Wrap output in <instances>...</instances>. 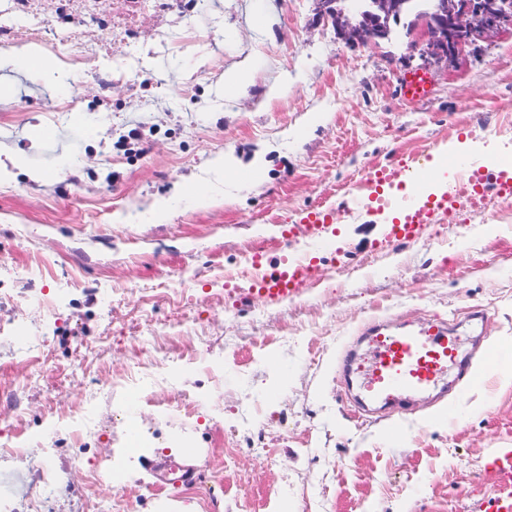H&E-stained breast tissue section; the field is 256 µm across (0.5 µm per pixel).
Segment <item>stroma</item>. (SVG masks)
Listing matches in <instances>:
<instances>
[{
  "instance_id": "stroma-1",
  "label": "stroma",
  "mask_w": 512,
  "mask_h": 512,
  "mask_svg": "<svg viewBox=\"0 0 512 512\" xmlns=\"http://www.w3.org/2000/svg\"><path fill=\"white\" fill-rule=\"evenodd\" d=\"M19 8L0 10V57L28 46L51 67L0 65V159L22 160L0 175V512H487L489 462L512 447V199L436 214L411 242L340 220L326 250L301 217L405 155L512 156V33L449 61L410 50L402 23L348 47L316 0ZM414 72L418 101L401 91ZM133 128L142 150L119 144ZM231 159L256 179L227 176ZM254 255L311 260L313 279L285 301L215 286ZM378 318L447 321L475 370L496 365L451 421L430 396L397 422L363 411L336 356ZM146 359L150 403L115 397ZM173 447L196 451L176 488L153 470Z\"/></svg>"
}]
</instances>
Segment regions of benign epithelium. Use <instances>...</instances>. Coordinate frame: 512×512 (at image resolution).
<instances>
[{
    "label": "benign epithelium",
    "instance_id": "7a95c632",
    "mask_svg": "<svg viewBox=\"0 0 512 512\" xmlns=\"http://www.w3.org/2000/svg\"><path fill=\"white\" fill-rule=\"evenodd\" d=\"M318 2L319 17L353 48L386 38L390 20L398 18L406 4V0H360L351 16L337 6L339 0ZM415 27L421 29L431 55L457 60L477 42L493 41L512 27V0H478L477 6L462 8L440 0L421 11Z\"/></svg>",
    "mask_w": 512,
    "mask_h": 512
}]
</instances>
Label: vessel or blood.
I'll list each match as a JSON object with an SVG mask.
<instances>
[{
	"instance_id": "vessel-or-blood-1",
	"label": "vessel or blood",
	"mask_w": 512,
	"mask_h": 512,
	"mask_svg": "<svg viewBox=\"0 0 512 512\" xmlns=\"http://www.w3.org/2000/svg\"><path fill=\"white\" fill-rule=\"evenodd\" d=\"M453 165L459 173L458 196L471 208H478L487 188H494L502 197L512 198V170L485 160L474 162L457 156ZM433 177L428 160L408 157L371 173L363 183L362 193L353 195L349 213L363 209L384 185L402 186L406 192L398 206L399 216L391 226L394 237L412 241L421 225L430 223L438 210H447V196L430 199L426 187ZM305 221L312 234L327 239L329 224L336 221L335 207L320 206L307 212ZM312 275L310 261L296 259L265 275L260 291L280 300L292 298L300 283ZM364 336L368 348L363 355H344L341 361L346 376H359L364 400L389 406L393 416L407 411L411 399L424 392L444 387L448 374L458 381L476 384L478 374L472 373V359L461 349L452 330L442 322H429L423 327L391 332L383 325L367 326ZM491 467L500 482V493L491 512H512V448L497 449Z\"/></svg>"
}]
</instances>
